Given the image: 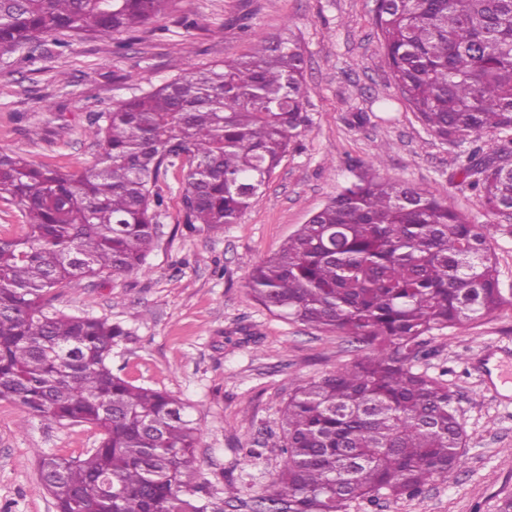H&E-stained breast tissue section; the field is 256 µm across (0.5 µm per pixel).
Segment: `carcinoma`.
Listing matches in <instances>:
<instances>
[{"label":"carcinoma","instance_id":"carcinoma-1","mask_svg":"<svg viewBox=\"0 0 512 512\" xmlns=\"http://www.w3.org/2000/svg\"><path fill=\"white\" fill-rule=\"evenodd\" d=\"M167 0H0V52L58 32L131 33ZM374 24L394 84L439 140L493 133L499 154L460 164L462 183L512 218V0H379ZM300 47L280 35L217 69L135 95L90 125L97 162L36 167L0 151V198L26 219L0 238V400L98 428L82 460L38 463L56 512H207L193 484L200 428L178 398L113 373L128 335L69 315L52 293L85 278L145 271L158 234L151 187L181 163L184 222L234 224L310 125ZM373 174L343 187L254 264L248 288L269 312L340 333L368 352L296 384L281 410L283 464L252 512H348L354 500L412 497L458 467L454 397L414 369L427 337L504 303L487 228L448 201Z\"/></svg>","mask_w":512,"mask_h":512}]
</instances>
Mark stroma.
Masks as SVG:
<instances>
[{"label":"stroma","mask_w":512,"mask_h":512,"mask_svg":"<svg viewBox=\"0 0 512 512\" xmlns=\"http://www.w3.org/2000/svg\"><path fill=\"white\" fill-rule=\"evenodd\" d=\"M375 0H169L134 39L62 32L0 55V150L36 166H91V120L126 99L248 52L254 38L289 31L305 58L308 130L290 147L237 223L215 234L188 227L182 169L152 188L158 238L147 274L86 279L52 299L69 314L107 317L128 335L112 349L114 373L173 395L201 428L196 465L206 501H241L282 465L281 410L299 381L318 379L362 354L355 340L269 313L247 286L255 261L276 255L301 224L368 170L387 146L384 177L447 200L492 236L504 305L461 329L431 336L419 371L453 393L465 431L462 463L447 480L398 500H356L348 512H497L512 495V220L462 185L469 144H445L396 88ZM92 425L28 416L0 400V512H56L37 462L79 458L97 447ZM252 448L260 458L249 457Z\"/></svg>","instance_id":"obj_1"}]
</instances>
